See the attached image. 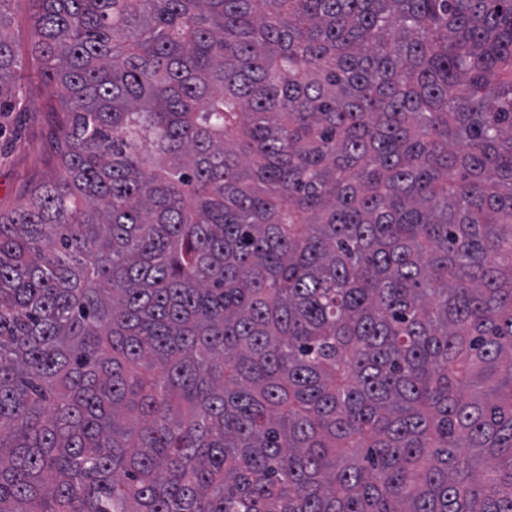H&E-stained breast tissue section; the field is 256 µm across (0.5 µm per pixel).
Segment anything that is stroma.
I'll use <instances>...</instances> for the list:
<instances>
[{"label":"stroma","mask_w":512,"mask_h":512,"mask_svg":"<svg viewBox=\"0 0 512 512\" xmlns=\"http://www.w3.org/2000/svg\"><path fill=\"white\" fill-rule=\"evenodd\" d=\"M7 10L11 17L10 34L20 56L24 78L17 92L22 111L0 115V211L17 208L29 190L55 178L54 133L58 117L50 109L49 93L37 75L32 61L30 0H10Z\"/></svg>","instance_id":"obj_1"}]
</instances>
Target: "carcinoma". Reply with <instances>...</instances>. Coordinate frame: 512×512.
<instances>
[{
    "label": "carcinoma",
    "mask_w": 512,
    "mask_h": 512,
    "mask_svg": "<svg viewBox=\"0 0 512 512\" xmlns=\"http://www.w3.org/2000/svg\"><path fill=\"white\" fill-rule=\"evenodd\" d=\"M33 2L0 512H512V0Z\"/></svg>",
    "instance_id": "obj_1"
}]
</instances>
